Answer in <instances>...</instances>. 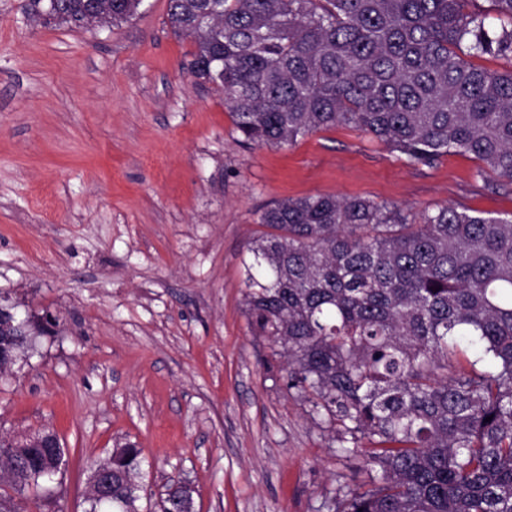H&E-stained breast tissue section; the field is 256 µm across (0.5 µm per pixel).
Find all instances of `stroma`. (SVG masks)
Masks as SVG:
<instances>
[{"mask_svg":"<svg viewBox=\"0 0 512 512\" xmlns=\"http://www.w3.org/2000/svg\"><path fill=\"white\" fill-rule=\"evenodd\" d=\"M167 5L71 29L0 0V295L59 320L0 374V435L48 425L68 450L61 496L26 512H85L91 468L129 441L153 512L177 478L196 512H337L375 470L338 452L250 324L262 210L325 195L498 216L512 192L475 179L472 157L412 165L355 127L243 143L223 94L189 74Z\"/></svg>","mask_w":512,"mask_h":512,"instance_id":"obj_1","label":"stroma"}]
</instances>
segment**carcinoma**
<instances>
[{
    "mask_svg": "<svg viewBox=\"0 0 512 512\" xmlns=\"http://www.w3.org/2000/svg\"><path fill=\"white\" fill-rule=\"evenodd\" d=\"M168 0L166 24L192 39L194 77L224 93L233 123L258 146L293 145L354 125L413 164L448 153L480 162L512 189V70L457 54L512 56V0ZM142 0H28L42 25L84 28L138 14ZM249 245L245 310L287 356L288 387L342 427L340 448L378 467L347 488L338 512H512V216L445 205L408 222L354 197L287 198L260 215ZM3 336L18 357L54 332ZM480 347L464 368L461 339ZM492 420L485 421V418ZM57 449L0 441L17 472L0 512L53 499L39 472ZM112 499L86 512H140L142 450L112 451ZM172 481L161 512H190Z\"/></svg>",
    "mask_w": 512,
    "mask_h": 512,
    "instance_id": "carcinoma-1",
    "label": "carcinoma"
}]
</instances>
